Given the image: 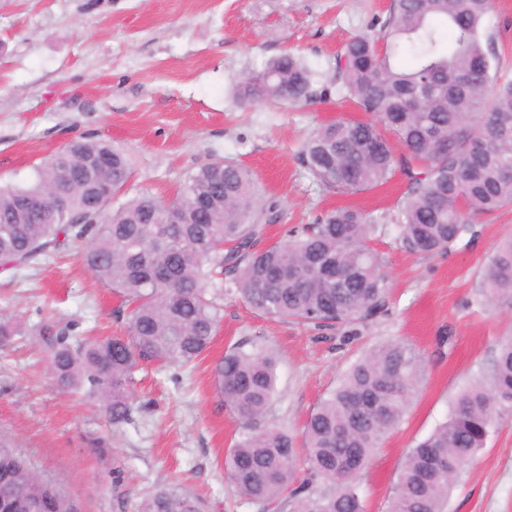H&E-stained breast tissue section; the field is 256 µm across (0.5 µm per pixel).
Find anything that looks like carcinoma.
<instances>
[{
	"label": "carcinoma",
	"mask_w": 512,
	"mask_h": 512,
	"mask_svg": "<svg viewBox=\"0 0 512 512\" xmlns=\"http://www.w3.org/2000/svg\"><path fill=\"white\" fill-rule=\"evenodd\" d=\"M492 0H390L373 33L345 44L336 68L345 95L367 115L315 128L302 162L322 189L358 194L399 175L407 183L396 223L405 249L450 252L479 234L475 217L512 206V81L491 74L492 42L480 32ZM412 52L400 62L402 49ZM249 104L313 100L312 71L284 53L238 87ZM394 134L392 144L384 131ZM133 169L126 151L82 136L35 169L28 186L0 187V266L21 269L75 249L127 310L128 335L83 336L76 323L30 326L0 315V341L34 336L57 384L103 402L112 425L132 420L135 373L148 362L188 368L207 357L221 323L224 272L234 293L273 319L343 330L386 303L390 284L370 242L383 217L338 208L286 239L264 234L259 196L240 163L200 165L165 201L139 190L126 201ZM111 193L101 197L97 188ZM57 189L55 199L49 189ZM178 223H173V220ZM477 303L512 304V237L485 265ZM276 355L241 343L211 368L243 431L224 457L234 494L260 512H364L359 478L373 449L419 389L423 358L400 341L366 351L310 413L303 473L288 431L262 423L276 393ZM512 408V338L454 398L448 419L405 457L388 512H447L448 498L500 414ZM0 512H71L54 485L0 441ZM133 512H201L177 484L160 486Z\"/></svg>",
	"instance_id": "cac0c4a2"
}]
</instances>
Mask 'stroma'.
<instances>
[{"label": "stroma", "instance_id": "35a3bbf8", "mask_svg": "<svg viewBox=\"0 0 512 512\" xmlns=\"http://www.w3.org/2000/svg\"><path fill=\"white\" fill-rule=\"evenodd\" d=\"M390 0H0V184L23 185L71 139L97 135L125 148L134 187L173 196L199 165L231 158L252 173L274 206L264 242L297 224L353 205L383 216L372 242L391 290L384 308L345 344L309 327L255 312L235 293L208 359L196 368L136 373L130 423L112 427L100 403L61 389L31 336L0 343V438L53 484L72 512H132L150 488L180 484L203 512H257L224 479V455L240 423L217 393L211 366L225 349L254 340L277 352L276 394L266 423L301 436L308 414L365 350L410 345L425 376L397 428L374 450L361 484L366 512H387L402 462L449 413L512 336V306L475 299L496 243L512 236V206L483 217L480 236L442 255L412 254L395 215L407 190L395 178L336 194L319 188L301 146L319 125L358 118L335 82L351 36L385 18ZM483 33L493 74L512 80V0H495ZM301 56L317 92L308 104L246 105L243 76L284 52ZM121 297L67 254L33 268L0 271V313L38 322L73 320L102 335L124 334ZM447 512H512V410L452 493Z\"/></svg>", "mask_w": 512, "mask_h": 512}]
</instances>
